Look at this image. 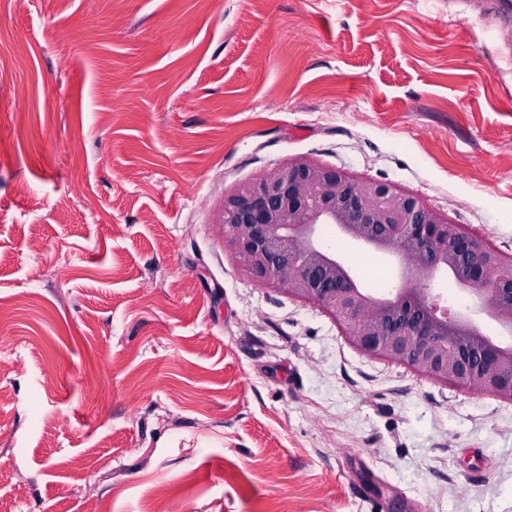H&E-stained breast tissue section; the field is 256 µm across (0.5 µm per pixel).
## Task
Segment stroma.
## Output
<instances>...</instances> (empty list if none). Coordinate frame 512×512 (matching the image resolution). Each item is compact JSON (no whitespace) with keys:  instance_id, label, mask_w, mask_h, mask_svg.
I'll list each match as a JSON object with an SVG mask.
<instances>
[{"instance_id":"35a3bbf8","label":"stroma","mask_w":512,"mask_h":512,"mask_svg":"<svg viewBox=\"0 0 512 512\" xmlns=\"http://www.w3.org/2000/svg\"><path fill=\"white\" fill-rule=\"evenodd\" d=\"M296 158L512 255V0H0V512H512V402L225 241Z\"/></svg>"}]
</instances>
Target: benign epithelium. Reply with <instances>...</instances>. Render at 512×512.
Masks as SVG:
<instances>
[{
	"label": "benign epithelium",
	"mask_w": 512,
	"mask_h": 512,
	"mask_svg": "<svg viewBox=\"0 0 512 512\" xmlns=\"http://www.w3.org/2000/svg\"><path fill=\"white\" fill-rule=\"evenodd\" d=\"M387 257L398 286L363 287L325 245L324 226ZM224 238L246 272L326 309L361 352L512 402V257L419 197L299 158L224 197ZM446 274L474 307L443 304L430 288ZM496 333L484 332V321Z\"/></svg>",
	"instance_id": "1"
}]
</instances>
